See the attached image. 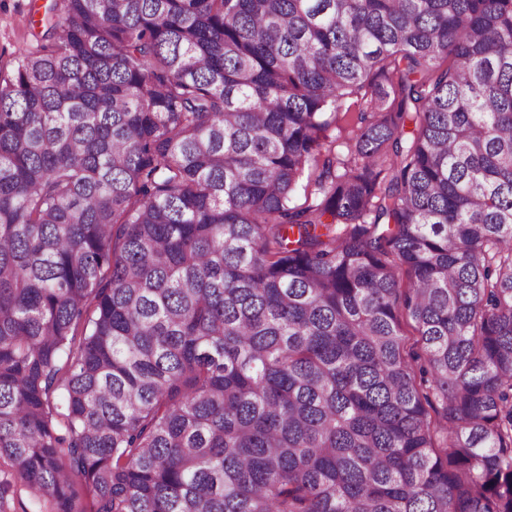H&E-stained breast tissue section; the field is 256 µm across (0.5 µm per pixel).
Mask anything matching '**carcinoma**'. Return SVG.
<instances>
[{
    "label": "carcinoma",
    "instance_id": "1",
    "mask_svg": "<svg viewBox=\"0 0 512 512\" xmlns=\"http://www.w3.org/2000/svg\"><path fill=\"white\" fill-rule=\"evenodd\" d=\"M63 2L0 69V459L55 512H512V0Z\"/></svg>",
    "mask_w": 512,
    "mask_h": 512
}]
</instances>
